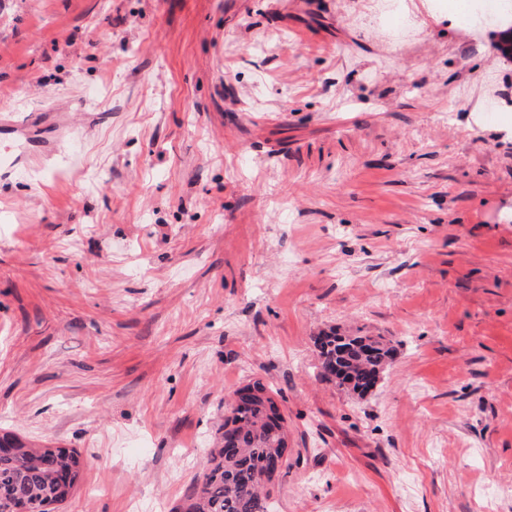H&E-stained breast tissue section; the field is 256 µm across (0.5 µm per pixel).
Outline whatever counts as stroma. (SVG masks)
Here are the masks:
<instances>
[{
  "mask_svg": "<svg viewBox=\"0 0 512 512\" xmlns=\"http://www.w3.org/2000/svg\"><path fill=\"white\" fill-rule=\"evenodd\" d=\"M481 0H0V430L179 512L278 394L272 512H512V58ZM401 32L395 51L386 27ZM396 349L366 396L323 331Z\"/></svg>",
  "mask_w": 512,
  "mask_h": 512,
  "instance_id": "35a3bbf8",
  "label": "stroma"
}]
</instances>
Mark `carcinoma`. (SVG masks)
I'll use <instances>...</instances> for the list:
<instances>
[{
    "instance_id": "cac0c4a2",
    "label": "carcinoma",
    "mask_w": 512,
    "mask_h": 512,
    "mask_svg": "<svg viewBox=\"0 0 512 512\" xmlns=\"http://www.w3.org/2000/svg\"><path fill=\"white\" fill-rule=\"evenodd\" d=\"M319 376L363 395L368 379L383 372L394 348L381 338L323 332L314 337ZM208 464L187 499L186 512H270L262 484L266 463L282 452L287 430L281 409L260 381L235 393ZM82 470L73 448H32L16 436H0V512H52L77 486Z\"/></svg>"
}]
</instances>
